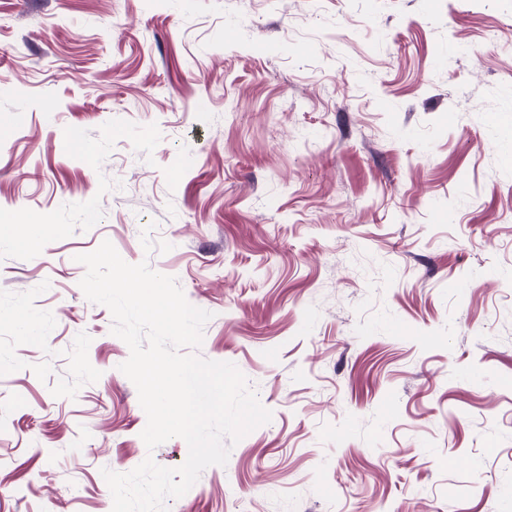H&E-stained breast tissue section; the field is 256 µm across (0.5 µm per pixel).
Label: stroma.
<instances>
[{"mask_svg": "<svg viewBox=\"0 0 512 512\" xmlns=\"http://www.w3.org/2000/svg\"><path fill=\"white\" fill-rule=\"evenodd\" d=\"M0 233V512L188 456L105 240L272 413L168 512H512V0H0Z\"/></svg>", "mask_w": 512, "mask_h": 512, "instance_id": "obj_1", "label": "stroma"}]
</instances>
